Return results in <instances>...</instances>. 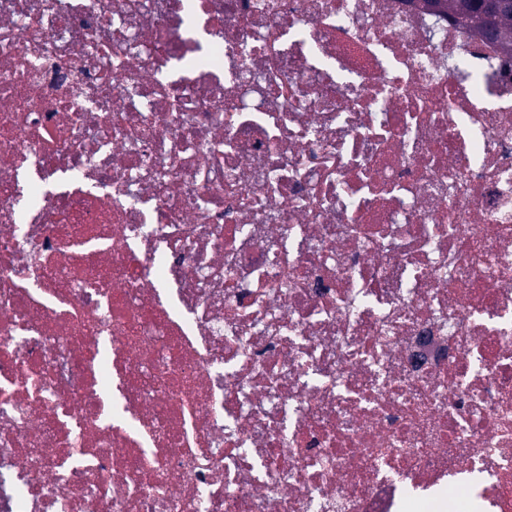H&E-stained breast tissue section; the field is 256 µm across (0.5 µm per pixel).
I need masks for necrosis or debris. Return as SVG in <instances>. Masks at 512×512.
I'll return each instance as SVG.
<instances>
[{
    "label": "necrosis or debris",
    "mask_w": 512,
    "mask_h": 512,
    "mask_svg": "<svg viewBox=\"0 0 512 512\" xmlns=\"http://www.w3.org/2000/svg\"><path fill=\"white\" fill-rule=\"evenodd\" d=\"M512 512V53L428 0H0V512Z\"/></svg>",
    "instance_id": "obj_1"
}]
</instances>
